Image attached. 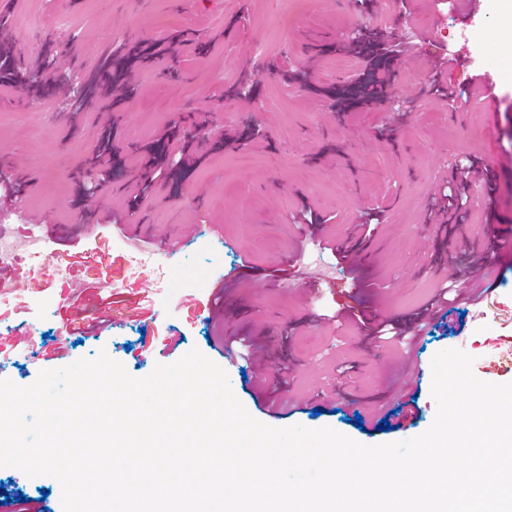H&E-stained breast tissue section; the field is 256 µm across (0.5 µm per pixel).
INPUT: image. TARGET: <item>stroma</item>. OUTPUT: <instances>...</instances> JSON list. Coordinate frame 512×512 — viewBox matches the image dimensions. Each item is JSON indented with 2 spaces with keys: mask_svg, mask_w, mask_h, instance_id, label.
<instances>
[{
  "mask_svg": "<svg viewBox=\"0 0 512 512\" xmlns=\"http://www.w3.org/2000/svg\"><path fill=\"white\" fill-rule=\"evenodd\" d=\"M0 44L28 64L46 53L65 59L68 74L88 67L68 61L70 47L99 62L114 53L112 95L75 105L72 87H51L37 105L29 90L0 77V173L29 179L21 203H0V238L22 243L38 230L55 272L20 252L13 266L25 291L0 306V379L27 386L40 371L99 352L136 378L155 364L199 349L228 374L247 411L273 427H329L364 444L402 441L433 423V357L446 349L473 356V372L490 383L512 382V0H480L474 20L488 35L464 40L458 9L441 0H11ZM67 30H59V20ZM181 32L182 41L150 65L117 55L132 42L150 45ZM403 54L391 65L382 95L366 97L373 59L353 55L358 42ZM267 53L258 57L255 44ZM478 59L473 73H449L455 96L429 95L443 57ZM111 134L112 183L87 207L75 189L89 168L92 145ZM190 139L169 183L137 214L127 215L126 189L143 175L170 136ZM471 159L469 180L494 178L487 205L471 204L465 236H446L438 201L452 168ZM383 213L368 248L339 262L322 240L347 237L369 210ZM324 219L303 224L305 211ZM146 231L143 253L123 255L112 224ZM183 241L175 257L158 241ZM486 258L478 276L492 289L465 305L464 318L429 321L407 348L382 345L340 310L366 313L385 303L388 318L413 320L448 280L468 285L463 250ZM123 256L119 271L109 259ZM113 276L115 300L147 307L146 323L113 324L75 344L66 328L85 284ZM229 290L223 330L267 344L264 388L295 400L296 413L270 415L260 387L243 380L240 361L214 350L206 309L216 280ZM295 286L284 289V281ZM183 337L166 348L172 330ZM153 339L149 349L141 336ZM133 352H126V345ZM345 374H338V367ZM417 394L406 429H381L383 414L405 391ZM325 400H316L318 392ZM364 422H357V415ZM8 494L42 500L63 512L59 482L0 467Z\"/></svg>",
  "mask_w": 512,
  "mask_h": 512,
  "instance_id": "obj_1",
  "label": "stroma"
}]
</instances>
